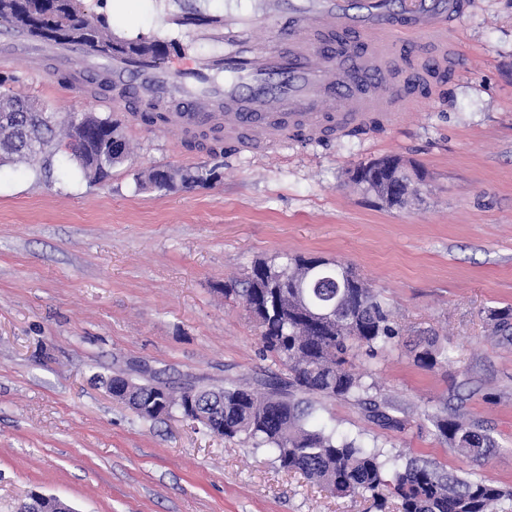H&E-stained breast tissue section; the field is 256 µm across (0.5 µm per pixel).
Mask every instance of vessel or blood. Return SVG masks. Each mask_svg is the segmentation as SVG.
<instances>
[{
  "label": "vessel or blood",
  "mask_w": 512,
  "mask_h": 512,
  "mask_svg": "<svg viewBox=\"0 0 512 512\" xmlns=\"http://www.w3.org/2000/svg\"><path fill=\"white\" fill-rule=\"evenodd\" d=\"M468 0H251L249 10L212 11L187 26L185 0H165L169 27L223 53L175 71L152 47V34L107 30L111 54L81 42L53 45L12 26L0 28V65L82 58L110 72L114 111L133 106L169 113L183 135L223 123L236 153L273 149L303 127L319 141L330 126L359 127L369 113L394 123L419 101L389 88V67L412 59L418 39L447 40ZM269 25L256 40V22Z\"/></svg>",
  "instance_id": "b4317fda"
}]
</instances>
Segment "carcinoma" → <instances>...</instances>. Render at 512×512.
Listing matches in <instances>:
<instances>
[{"label":"carcinoma","mask_w":512,"mask_h":512,"mask_svg":"<svg viewBox=\"0 0 512 512\" xmlns=\"http://www.w3.org/2000/svg\"><path fill=\"white\" fill-rule=\"evenodd\" d=\"M66 139L86 143L70 157L83 177L96 167L98 180L108 176L114 161L98 147L91 133L71 115L61 126ZM56 126L43 113L20 112L0 116V162H32L54 140ZM301 258L277 263L259 260L243 287L230 283L224 296L238 297L246 311L260 320L262 348L288 369V379L269 376L257 381L260 390L229 383L218 389L193 385L174 389L159 382L139 385L140 399L133 411L144 420H156L152 406L161 393L162 416L185 418L188 402L213 415L224 427V438L242 439L255 450L268 451L278 467L304 475L338 498H367L376 512H387L396 502L398 512H499L512 502V488L468 472H449L425 460L409 459L382 446H368L355 437L317 423L313 397L351 400L385 428H401L387 401L373 395L368 375L346 368L348 357L375 358L399 337V329L380 293L369 287L349 265L333 264L320 271L316 287H294ZM314 310L335 308V321L318 326L300 303ZM494 331L512 341V306L488 310ZM410 353L414 362L431 369L442 352L434 338H426ZM436 436L450 451L471 463L488 458L496 440L476 421L447 412L428 416Z\"/></svg>","instance_id":"1"}]
</instances>
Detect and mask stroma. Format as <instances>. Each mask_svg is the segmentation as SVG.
<instances>
[{"label": "stroma", "instance_id": "stroma-1", "mask_svg": "<svg viewBox=\"0 0 512 512\" xmlns=\"http://www.w3.org/2000/svg\"><path fill=\"white\" fill-rule=\"evenodd\" d=\"M449 40L446 76L392 127L257 154H181L127 113L60 94L51 71L8 68L10 90L56 120L111 116L131 154L98 184L61 151L0 166V512L33 491L74 512H368L198 423L138 418L103 383L133 366L174 387L287 377L224 285L296 254L354 267L401 328L353 366L403 429L343 399L323 401L320 423L456 470L428 419L445 409L494 436L476 472L512 486V342L485 316L512 306V0H473ZM385 156L426 176L406 208L350 180ZM145 169L216 178L149 191ZM428 336L445 352L429 370L408 354Z\"/></svg>", "mask_w": 512, "mask_h": 512}]
</instances>
